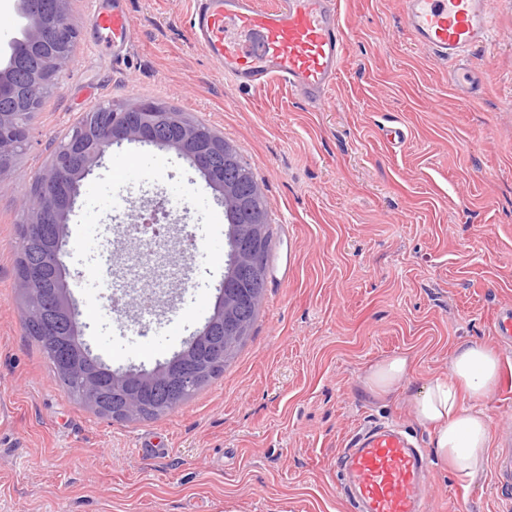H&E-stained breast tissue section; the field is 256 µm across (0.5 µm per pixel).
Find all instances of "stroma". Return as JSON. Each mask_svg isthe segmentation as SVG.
<instances>
[{
  "instance_id": "35a3bbf8",
  "label": "stroma",
  "mask_w": 512,
  "mask_h": 512,
  "mask_svg": "<svg viewBox=\"0 0 512 512\" xmlns=\"http://www.w3.org/2000/svg\"><path fill=\"white\" fill-rule=\"evenodd\" d=\"M123 7L135 38L115 57L96 45L90 0H69L80 36L64 84L0 176V512H350L336 457L354 432L394 419L431 446L403 394L365 389V369L405 353L420 384L464 341L500 357L484 403L500 448L512 433V343L493 321L512 306V0L490 2L495 36L468 56V98L447 61L414 44L401 0H340L350 40L316 111L280 82L226 81L192 38L193 0ZM135 99L181 109L235 145L267 199L272 240L252 336L224 372L158 418L115 422L70 397L25 337L15 259L23 204L56 139L96 104ZM127 195L141 211L117 209ZM170 195L190 198L168 233L180 273L155 281L129 259V227ZM227 233L223 206L174 150L109 148L80 183L63 256L92 353L149 371L179 352L214 312ZM103 262L116 311L92 288ZM426 497L428 512H512L490 465L469 482L433 461Z\"/></svg>"
}]
</instances>
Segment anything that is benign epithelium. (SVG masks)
Segmentation results:
<instances>
[{
    "mask_svg": "<svg viewBox=\"0 0 512 512\" xmlns=\"http://www.w3.org/2000/svg\"><path fill=\"white\" fill-rule=\"evenodd\" d=\"M17 12L23 25L20 36L8 42L7 53L0 61V95L14 87V65L45 43L48 29L55 31L58 41L74 43L79 37V30L69 15L68 0H54L50 16L43 10L42 0H18ZM71 58L70 51L48 55L45 67L30 72L28 83L60 89ZM16 93L17 105L0 109V176L12 171L19 154L18 138L22 133L19 113L25 111V102L21 90ZM110 112L111 123L106 130L87 121L78 125L67 146L53 153L49 164L35 180L26 211L27 256L18 273L20 297L27 318L33 321L39 319V311L32 310V305L46 288L45 272L50 269L58 273L62 271L67 219L78 196L80 182L112 145L127 141L171 148L189 161L226 207H240L245 202L234 183L224 181V177L211 171V159L218 154L231 165L238 163L233 148L224 142V138L205 132L201 123L172 107H150L140 100L113 105ZM266 235L267 224L262 215L251 224L229 227L228 271L219 288V304L211 317L168 362L151 371L131 369L109 373L110 390L101 385L102 367L80 340L82 323L77 306L63 282H58L54 288L53 323L68 325L70 335L59 336L50 326L46 332L56 343L69 349L68 357L59 368L60 373L83 380L84 401L97 411L112 412V396H120L123 406L118 413L129 417H136L145 409L144 391L153 392L162 385L167 390L188 393L204 385L223 363L224 352L232 349L245 335L243 310H255L260 306V295L244 298L235 291L226 292L224 288L235 272L260 282L266 279L267 273L257 260L259 246Z\"/></svg>",
    "mask_w": 512,
    "mask_h": 512,
    "instance_id": "1",
    "label": "benign epithelium"
}]
</instances>
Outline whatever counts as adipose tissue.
I'll return each mask as SVG.
<instances>
[{
	"label": "adipose tissue",
	"mask_w": 512,
	"mask_h": 512,
	"mask_svg": "<svg viewBox=\"0 0 512 512\" xmlns=\"http://www.w3.org/2000/svg\"><path fill=\"white\" fill-rule=\"evenodd\" d=\"M406 355L387 357L369 368L365 388L379 396L403 392L417 423L431 431L434 456L463 480L483 471L491 445L484 401L496 388L500 359L487 345L463 342L448 359V373L412 385Z\"/></svg>",
	"instance_id": "adipose-tissue-1"
}]
</instances>
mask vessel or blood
<instances>
[{"label":"vessel or blood","mask_w":512,"mask_h":512,"mask_svg":"<svg viewBox=\"0 0 512 512\" xmlns=\"http://www.w3.org/2000/svg\"><path fill=\"white\" fill-rule=\"evenodd\" d=\"M405 25L416 44L454 63V85L468 94L462 63L487 45L494 31L489 0H402ZM194 41L225 78L255 90L278 81L310 108L325 104L336 85L349 33L338 0H195ZM103 47L132 43L133 25L120 4L96 7ZM343 491L352 512H427L429 457L389 424L360 429L339 456Z\"/></svg>","instance_id":"vessel-or-blood-1"}]
</instances>
